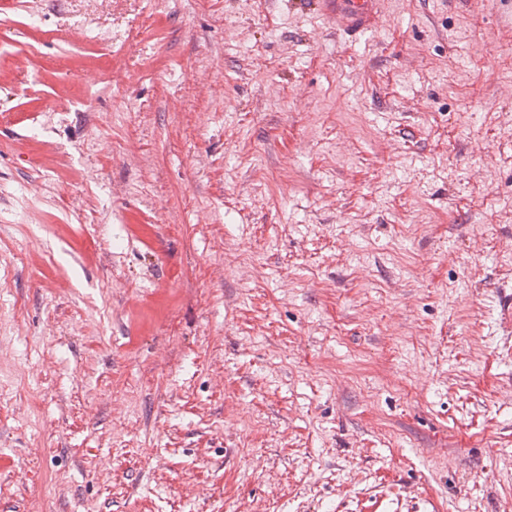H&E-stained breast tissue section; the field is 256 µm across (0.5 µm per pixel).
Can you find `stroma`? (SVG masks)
Masks as SVG:
<instances>
[{"mask_svg": "<svg viewBox=\"0 0 512 512\" xmlns=\"http://www.w3.org/2000/svg\"><path fill=\"white\" fill-rule=\"evenodd\" d=\"M512 0H0V512H512ZM379 0H316L320 9L336 31L358 38L374 28Z\"/></svg>", "mask_w": 512, "mask_h": 512, "instance_id": "1", "label": "stroma"}]
</instances>
